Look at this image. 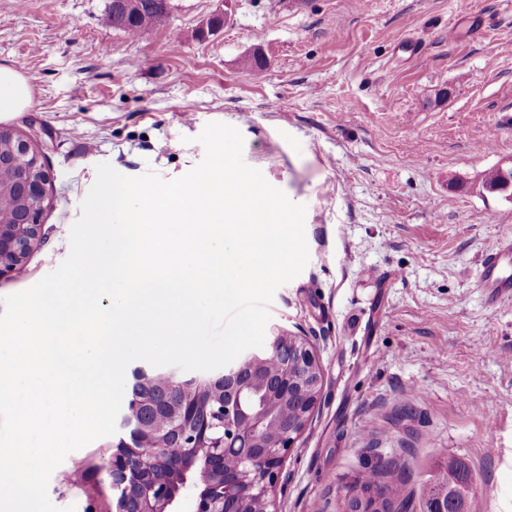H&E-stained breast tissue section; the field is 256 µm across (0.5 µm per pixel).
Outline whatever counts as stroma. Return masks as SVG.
<instances>
[{"label": "stroma", "instance_id": "stroma-1", "mask_svg": "<svg viewBox=\"0 0 512 512\" xmlns=\"http://www.w3.org/2000/svg\"><path fill=\"white\" fill-rule=\"evenodd\" d=\"M111 2L0 0V65L33 91L0 124L49 174L41 234L0 298L68 256L97 164L179 178L207 124L234 126L245 162L306 207L310 259L266 332L307 339L324 382L277 512H345L353 476L392 457L417 495L464 461L470 512H512V301L490 305L477 279L512 238V195L480 187L512 162V0H169L137 37ZM113 452L108 437L70 452L51 502L113 512Z\"/></svg>", "mask_w": 512, "mask_h": 512}]
</instances>
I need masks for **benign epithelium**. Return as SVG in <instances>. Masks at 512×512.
Returning <instances> with one entry per match:
<instances>
[{"mask_svg": "<svg viewBox=\"0 0 512 512\" xmlns=\"http://www.w3.org/2000/svg\"><path fill=\"white\" fill-rule=\"evenodd\" d=\"M48 175L30 145L0 125V203H12L0 220V276L16 271L39 237ZM274 354L278 368L264 371ZM131 402L139 417L121 415L120 443L112 455L115 512H245L271 494L290 448L314 412L323 371L309 342L281 332L207 379L173 372H134ZM259 389L291 399L297 419L272 435L278 414L259 406ZM238 457L240 467L224 468Z\"/></svg>", "mask_w": 512, "mask_h": 512, "instance_id": "1", "label": "benign epithelium"}]
</instances>
